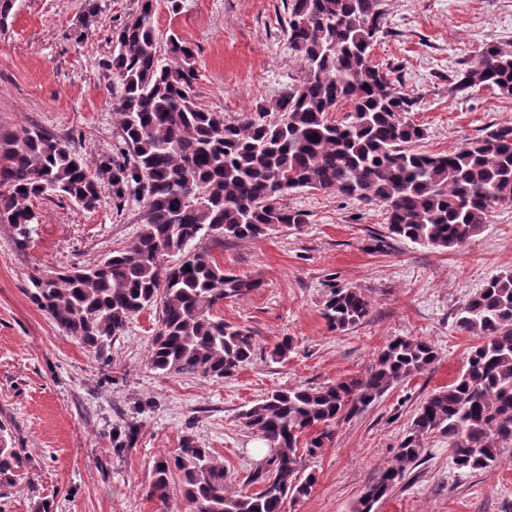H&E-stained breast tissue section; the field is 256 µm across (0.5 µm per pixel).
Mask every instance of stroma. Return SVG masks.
I'll use <instances>...</instances> for the list:
<instances>
[{"mask_svg": "<svg viewBox=\"0 0 512 512\" xmlns=\"http://www.w3.org/2000/svg\"><path fill=\"white\" fill-rule=\"evenodd\" d=\"M97 5L91 16L86 0H16L0 22V131L40 127L99 174L121 140L106 63L136 0ZM384 9L372 59L416 97L410 117L427 132L424 150L442 153L512 123V96L448 91L449 77L484 43H512V0H384ZM287 16L288 0H179L175 8L157 0L154 23L160 39L175 34L193 47L197 104L233 119L302 79L282 31ZM283 203L306 214L302 230L203 241L224 270L261 283L216 310L251 328L257 347L251 363L217 381L153 369L156 309L129 322L106 362L30 298L32 276L95 265L134 241L142 201L120 206L106 191L87 210L38 199V222L24 240L0 224V423L29 457L25 479L0 495V512H33L43 499L54 512H188L179 478L170 480L167 503L150 495L155 462L187 434L223 464L229 490H244L264 454L242 410L276 389L362 376L394 338L429 341L438 351L429 370L339 421L325 447L303 458L316 482L286 512H353L397 454L418 405L460 373L477 344L457 330L455 315L492 276L512 272V203L458 250L387 237L377 204L316 190L290 191ZM333 287L360 289L371 303L365 320L344 332L322 316ZM285 336L293 347L280 360L272 349ZM374 512H512V446L496 466L469 473L454 468L447 437L432 435Z\"/></svg>", "mask_w": 512, "mask_h": 512, "instance_id": "obj_1", "label": "stroma"}]
</instances>
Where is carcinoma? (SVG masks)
<instances>
[{
    "label": "carcinoma",
    "instance_id": "1",
    "mask_svg": "<svg viewBox=\"0 0 512 512\" xmlns=\"http://www.w3.org/2000/svg\"><path fill=\"white\" fill-rule=\"evenodd\" d=\"M156 0H137L115 31L107 62L119 95L121 144L108 183L90 173L68 142L38 128L0 134V224L25 239L33 201L52 194L92 209L109 186L117 203L144 202L143 228L98 264L32 278L30 297L67 337L106 360L112 341L146 308H160L150 363L168 374L213 380L232 376L255 356L253 331L212 313L260 282L227 272L197 244L210 235L249 241L274 227L298 230L305 214L281 203L290 190L334 192L383 206L388 237L461 249L512 203V125L446 153L419 149L424 129L410 120L415 99L373 62L384 31L383 0H289L283 33L303 77L271 105L230 121L195 102V54L171 35L157 47ZM487 89L512 96V43L483 45L457 72L451 91ZM341 103L352 110L329 119ZM178 254L174 265L163 262ZM370 312L357 288H332L322 316L347 331ZM458 330L479 338L461 373L424 399L399 444L396 463L380 468L358 499L374 506L422 455L429 436L448 437L454 467L479 471L512 445V272L492 277L456 315ZM434 346L396 338L365 375L321 387L275 390L245 409L244 425L270 448L245 478L255 492L226 489L224 466L195 438L155 462L150 495L165 501L178 472L190 512H285L307 496L300 442L313 455L329 427L364 412L390 388L432 367ZM27 458L0 423V491L22 480Z\"/></svg>",
    "mask_w": 512,
    "mask_h": 512
}]
</instances>
